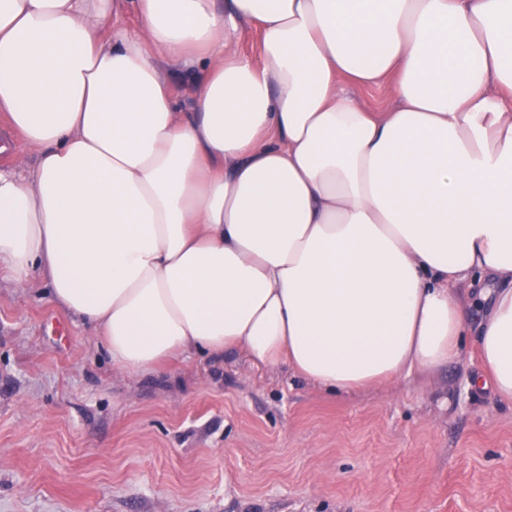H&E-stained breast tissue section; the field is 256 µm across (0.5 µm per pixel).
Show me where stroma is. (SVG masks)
<instances>
[{"label": "stroma", "mask_w": 512, "mask_h": 512, "mask_svg": "<svg viewBox=\"0 0 512 512\" xmlns=\"http://www.w3.org/2000/svg\"><path fill=\"white\" fill-rule=\"evenodd\" d=\"M457 358L331 393L238 351L116 372L45 278L0 279V512H512V405Z\"/></svg>", "instance_id": "35a3bbf8"}]
</instances>
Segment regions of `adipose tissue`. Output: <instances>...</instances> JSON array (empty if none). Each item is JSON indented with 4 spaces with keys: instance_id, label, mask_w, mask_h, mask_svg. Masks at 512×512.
Wrapping results in <instances>:
<instances>
[{
    "instance_id": "ef3b65f1",
    "label": "adipose tissue",
    "mask_w": 512,
    "mask_h": 512,
    "mask_svg": "<svg viewBox=\"0 0 512 512\" xmlns=\"http://www.w3.org/2000/svg\"><path fill=\"white\" fill-rule=\"evenodd\" d=\"M0 112L38 154L0 170V274L117 370L239 349L349 392L472 328L512 403V0H0ZM259 30L256 26H246L239 33L231 49L256 59L258 55ZM350 90L366 107L376 112L386 109L395 99L393 83L389 80L379 86L369 88L354 86Z\"/></svg>"
}]
</instances>
